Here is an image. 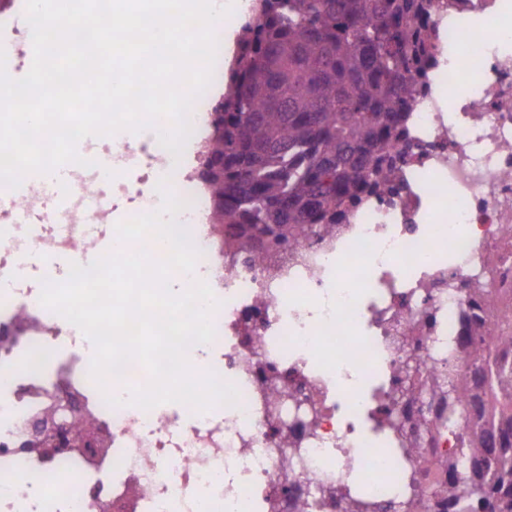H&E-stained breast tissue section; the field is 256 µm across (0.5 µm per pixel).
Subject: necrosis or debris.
I'll use <instances>...</instances> for the list:
<instances>
[{"instance_id":"necrosis-or-debris-1","label":"necrosis or debris","mask_w":512,"mask_h":512,"mask_svg":"<svg viewBox=\"0 0 512 512\" xmlns=\"http://www.w3.org/2000/svg\"><path fill=\"white\" fill-rule=\"evenodd\" d=\"M512 0H430L434 45L413 97L407 162L392 194L347 212L335 231L296 237L262 259L223 244L198 219L210 203L170 152L112 140L111 178L79 190L156 211V176L178 186L177 221L200 251L194 279L214 286L215 339L191 346L200 371L235 384L237 405L186 423L108 405L141 366L99 390L71 323L0 289V512H446L422 486L446 479L473 409L449 415L438 375L471 368L468 317L512 335ZM67 235L0 244V275L19 251H70ZM365 370L348 386L351 367ZM74 403L101 448H34L32 424Z\"/></svg>"}]
</instances>
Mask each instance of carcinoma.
<instances>
[{"label":"carcinoma","mask_w":512,"mask_h":512,"mask_svg":"<svg viewBox=\"0 0 512 512\" xmlns=\"http://www.w3.org/2000/svg\"><path fill=\"white\" fill-rule=\"evenodd\" d=\"M429 0H259L238 37L224 95L223 223L258 257L296 232L329 233L363 196L390 193L406 135L411 76L432 56ZM472 340L471 382L497 427L461 441L427 492L448 512H512V336ZM468 383L448 369V411Z\"/></svg>","instance_id":"obj_1"}]
</instances>
